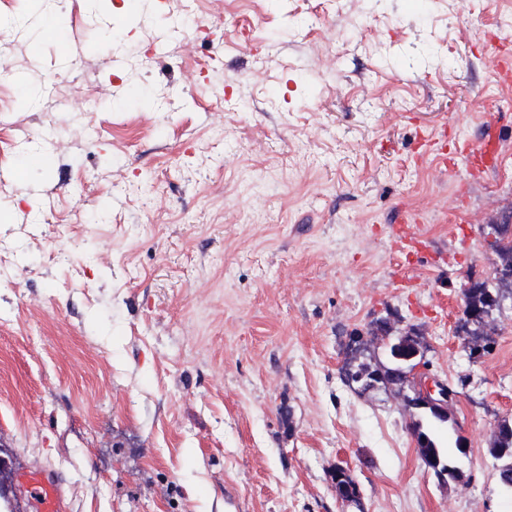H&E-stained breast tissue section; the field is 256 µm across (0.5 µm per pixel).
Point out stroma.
Wrapping results in <instances>:
<instances>
[{
	"label": "stroma",
	"mask_w": 512,
	"mask_h": 512,
	"mask_svg": "<svg viewBox=\"0 0 512 512\" xmlns=\"http://www.w3.org/2000/svg\"><path fill=\"white\" fill-rule=\"evenodd\" d=\"M0 82V452L64 512H512V0H10ZM59 21L57 33L43 30ZM500 119L504 168L464 157ZM421 241L402 251L396 228ZM456 384L444 486L394 390L340 379L376 320ZM360 499L342 503L337 467ZM498 255L502 260L500 269L502 274L500 278L495 277L497 279L496 287L490 286L488 281H477L473 282L469 288H465L463 291V314L465 317L463 328H466L470 323L468 319L470 311H483L488 314L493 307L499 304L498 301L494 305V300L492 299V296H495L497 299L500 297L501 288L499 286H502L508 279L509 283H512V232L510 241L498 246ZM500 448L506 450L512 448V422L506 419L499 424L497 432L492 435L489 452L499 461L497 478L500 486L512 495V452L502 455ZM20 482L25 492L28 508L32 512H62L63 497L50 471L23 472Z\"/></svg>",
	"instance_id": "obj_1"
}]
</instances>
